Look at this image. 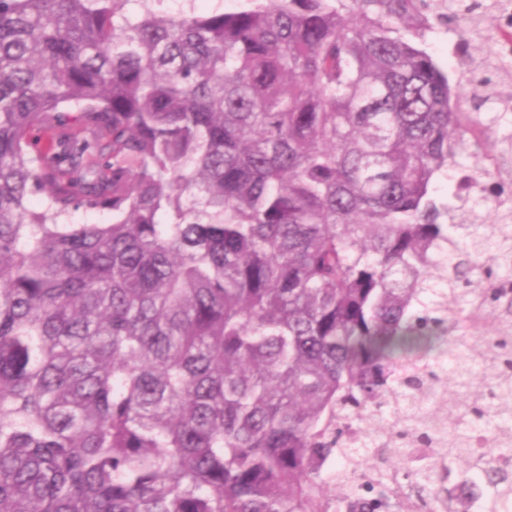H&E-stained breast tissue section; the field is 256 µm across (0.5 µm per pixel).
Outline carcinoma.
<instances>
[{
  "instance_id": "cac0c4a2",
  "label": "carcinoma",
  "mask_w": 512,
  "mask_h": 512,
  "mask_svg": "<svg viewBox=\"0 0 512 512\" xmlns=\"http://www.w3.org/2000/svg\"><path fill=\"white\" fill-rule=\"evenodd\" d=\"M165 2L0 0V512H512V200L433 197L488 136L416 0ZM244 4L242 0H168L163 7L170 12H178L191 6L196 14L205 15L215 11L237 10Z\"/></svg>"
}]
</instances>
